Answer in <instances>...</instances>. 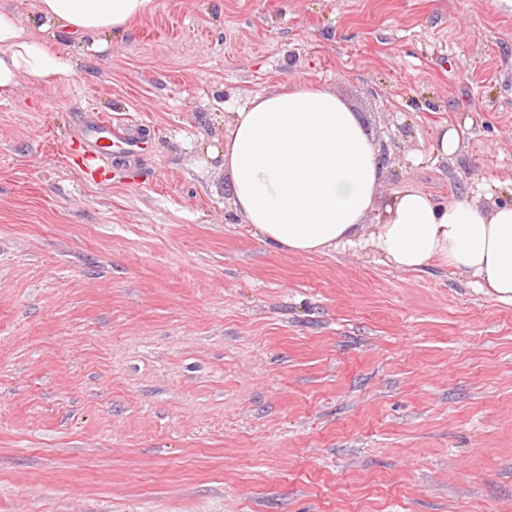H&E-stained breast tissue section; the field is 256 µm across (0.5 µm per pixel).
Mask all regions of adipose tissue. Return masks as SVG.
Returning a JSON list of instances; mask_svg holds the SVG:
<instances>
[{"label":"adipose tissue","mask_w":512,"mask_h":512,"mask_svg":"<svg viewBox=\"0 0 512 512\" xmlns=\"http://www.w3.org/2000/svg\"><path fill=\"white\" fill-rule=\"evenodd\" d=\"M153 0H38L42 29L102 36L126 30ZM72 66L48 51L10 11L0 10V88L24 78L52 83ZM224 173L234 211L262 243L292 255L352 242L383 206L371 242L395 268L419 272L440 260L512 300V204L474 193L441 205L414 188L380 203L386 168L355 112L333 92L287 82L232 114Z\"/></svg>","instance_id":"ef3b65f1"}]
</instances>
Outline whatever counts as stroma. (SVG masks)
<instances>
[{
    "label": "stroma",
    "instance_id": "35a3bbf8",
    "mask_svg": "<svg viewBox=\"0 0 512 512\" xmlns=\"http://www.w3.org/2000/svg\"><path fill=\"white\" fill-rule=\"evenodd\" d=\"M42 39L71 72L0 88V512H512V302L388 265L380 208L273 251L224 178L232 108L304 81L381 145V200L512 203V10L154 0ZM98 116L148 152L93 160Z\"/></svg>",
    "mask_w": 512,
    "mask_h": 512
}]
</instances>
